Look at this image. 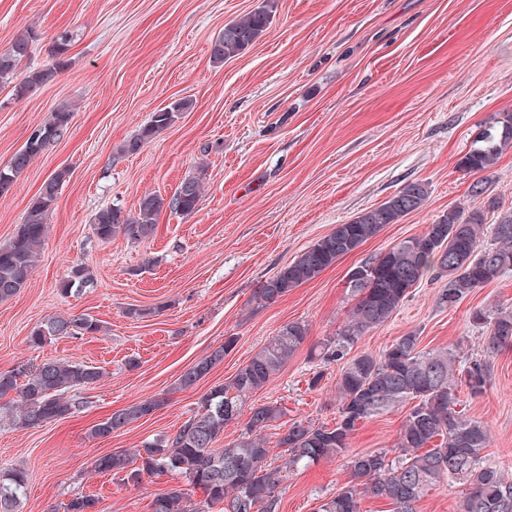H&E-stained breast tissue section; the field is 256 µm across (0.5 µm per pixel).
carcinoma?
I'll return each mask as SVG.
<instances>
[{
    "label": "carcinoma",
    "mask_w": 512,
    "mask_h": 512,
    "mask_svg": "<svg viewBox=\"0 0 512 512\" xmlns=\"http://www.w3.org/2000/svg\"><path fill=\"white\" fill-rule=\"evenodd\" d=\"M276 0H262V6L244 17L224 25L212 40L210 59L215 64L236 57L254 45L269 29ZM35 33L27 31L13 39L8 51L0 53V83L14 80L19 64L29 58ZM73 34L64 31L53 41L48 68L30 69L14 86L17 96L29 88L52 81L68 65L66 54ZM189 102L174 101L154 112L139 132L119 147L122 154L139 152L145 144L172 126ZM72 110L57 107L51 119L36 127L25 145L11 157L0 176V195L10 188L35 157L63 137L69 129ZM512 148V112L497 116L484 125L458 166L469 173L493 168ZM69 171L62 169L48 178L30 202L23 223L11 240L0 246V301H6L26 287L38 251L48 232V217ZM490 185L479 179L469 187L470 196L482 199L483 206L470 211L452 209L418 236L394 244L388 250L359 263L366 272V284L351 289L355 303L347 321L333 337L320 342L314 355L325 361L345 360L336 380L340 395V416L336 425H314L301 420L282 421L283 408L276 403L250 407L245 431L234 440L217 447L227 426L224 407L241 411L250 394L265 386L303 346L308 325H284L241 367L231 382L204 393L198 409L173 434L163 435L140 448H127L93 460L94 471L123 475L127 485L137 486L144 477L173 475L185 485H173L152 501V512H206L215 506L220 512H276L283 474L306 468L320 460L336 457L348 448L358 424L390 408L413 402L399 433L402 455L390 461L383 452L356 454L348 461L349 479L326 500L320 512H360V501L376 498L389 502L391 512H417V503L435 486L459 478L468 484L464 512H512V480L497 465L486 462L485 449L490 437L487 427L456 410L458 398L455 376H460L475 397L485 391L489 378L487 361H458L448 349L422 352L418 337H400L376 358L369 353L348 354L366 331L387 322L424 280H446L439 293L442 306L460 304L475 289L484 287L512 271V212L499 215L491 227V243L484 247L485 213L498 208L488 195ZM202 179H184L169 202L148 194L138 212L127 213L118 206L99 209L93 229L101 240L119 234L139 241L150 238L163 204L190 214L200 201ZM428 197L422 182H408L380 206L360 213L348 224L310 245L301 255L283 266L253 293L254 310L266 308L319 276L339 259L350 255L374 238L387 224L419 210ZM92 277L82 265L71 267L60 283L62 294L78 292L91 285ZM473 325L485 330L484 348L492 356L512 348V305L497 304L475 308L470 313ZM100 331L96 320L88 317H52L32 329L29 343L44 344L53 336H75ZM229 337L208 356L185 371L179 385L194 387L232 347ZM102 368L84 361L48 359L40 364H21L0 372V400L13 393L9 401L10 421L16 429H31L69 418L80 412L83 402L78 392L104 379ZM161 397L149 398L112 412L92 426L90 436L104 438L125 428L164 405ZM279 423L282 430L277 445L285 449L282 463L272 465L270 448L262 432ZM27 473L20 468L0 470V512H16L27 489ZM199 489L200 503L190 492ZM97 500L89 495L72 499L66 512H95Z\"/></svg>",
    "instance_id": "1"
}]
</instances>
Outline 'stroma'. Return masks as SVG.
<instances>
[{
    "label": "stroma",
    "instance_id": "1",
    "mask_svg": "<svg viewBox=\"0 0 512 512\" xmlns=\"http://www.w3.org/2000/svg\"><path fill=\"white\" fill-rule=\"evenodd\" d=\"M260 3L0 0V51L24 30L38 34L17 78L52 64L57 32L75 36L67 68L51 82L21 98L0 86V166L55 108H73L67 134L0 196L3 245L43 182L69 172L29 283L0 302V372L46 359L106 371L82 390L84 407L69 418L21 430L0 410V469L28 474L19 512H64L81 495L96 499V512H152L172 476L128 486L94 472L93 460L176 431L205 392L230 382L283 325L307 324L310 344L336 335L354 303L350 268L423 233L448 209L476 206L473 177L458 161L485 123L512 112V0H278L264 37L212 63L213 38ZM180 99L191 106L172 127L139 153H120L153 112ZM190 176L204 182L193 213L163 208L143 241L95 235L100 208L137 211L144 195L171 198ZM410 181L428 188L420 210L277 303L249 309L261 283L308 245ZM77 264L90 270L92 284L61 294L60 281ZM438 291L427 282L416 288L352 355L381 354L413 333L420 350L482 356L484 336L470 311L512 302V273L449 309ZM55 316H89L101 330L30 346V331ZM230 336L223 361L180 389V375ZM490 363L483 394L458 385V408L488 428L487 458L512 476V349ZM341 368L301 347L248 402L277 403L289 422L335 425ZM317 371L323 377L313 388ZM153 396L166 402L151 416L111 437H90L99 420ZM408 409L403 403L362 421L347 454L287 475L278 512H318L346 483L351 455L398 457Z\"/></svg>",
    "mask_w": 512,
    "mask_h": 512
}]
</instances>
